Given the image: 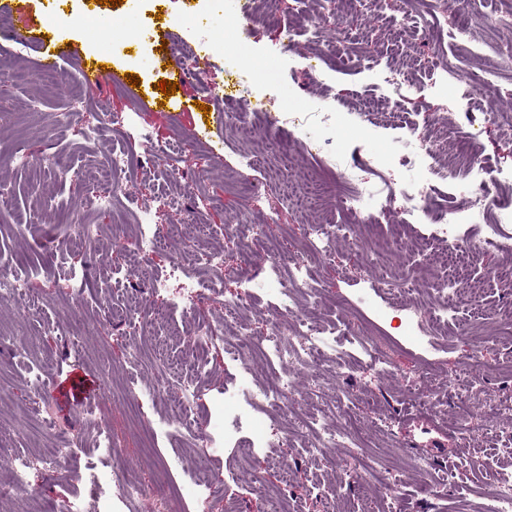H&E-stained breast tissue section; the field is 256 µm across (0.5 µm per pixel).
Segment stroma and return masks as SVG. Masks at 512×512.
I'll list each match as a JSON object with an SVG mask.
<instances>
[{"label": "stroma", "instance_id": "1", "mask_svg": "<svg viewBox=\"0 0 512 512\" xmlns=\"http://www.w3.org/2000/svg\"><path fill=\"white\" fill-rule=\"evenodd\" d=\"M74 16L58 34L76 49L54 74L42 75L35 46L0 39V182L9 202L0 206V281L10 265L27 262L39 275L31 287L39 308L0 296V474L14 458L28 462L27 479L0 512H68L82 493L78 475L115 472L134 476L140 499L122 512H483L495 487L497 470L512 463L499 448L512 437V340L503 331L512 317V285L498 282L496 256L483 254L462 267V277L485 285L479 304L480 334L451 332L422 336L404 332L412 308H426L436 276L420 277L441 242L434 225L408 216V194L421 181L432 157L422 144H437L448 166L465 168L479 156L486 177L502 183L512 172V95L489 94L461 107L459 97L483 74L490 59L512 54V0H482V20L468 42L450 35L434 40L424 24L428 0H411L410 19L400 24L385 5L365 6L352 22L348 0H272L239 58L220 40L226 27L225 0H206L195 22H181L179 0L155 9L152 0H122L95 6L93 0H62ZM325 21L315 39H300L285 53L284 26L305 25L316 13ZM146 38L127 41L126 31ZM215 45L207 83L187 80L174 95L157 93L170 77L162 43L198 53L201 31ZM102 58L117 80L97 89L81 81L80 59ZM275 66L273 81L262 83L259 65ZM411 71L406 91L388 83L390 69ZM155 89L153 103L130 100L128 77ZM261 95L265 112L251 109ZM195 98L204 110L185 112L180 101ZM339 120L327 124L325 111ZM287 112L288 122L269 126L266 114ZM70 113L67 126L56 123ZM403 112L407 126L379 121L378 113ZM494 120H487V113ZM119 125L116 141L130 158L116 176L112 207L92 203L99 189L97 157L103 146L89 143L86 127ZM27 155L29 165L11 162ZM256 153L255 164L244 154ZM358 162L372 177L371 160L386 157L384 175L394 187L389 200H368L362 213L345 215L338 206L346 188L325 167L327 156ZM154 221L179 227L162 242L145 274L132 276L130 256L120 247L132 239L144 211ZM278 214L279 221L266 217ZM99 227L104 246L88 245L74 223ZM311 224H345L327 252L312 250L304 233ZM66 240L63 253L46 254L43 243ZM291 244L308 256L309 283L317 299L306 308L312 328L338 327L336 355L317 368L282 364L274 350L244 353L238 338L255 346L276 321L274 290L288 278L269 258ZM222 247L224 295L212 291L214 275L192 258ZM181 263L197 286V317L214 335L203 369L192 370L189 320L174 302L172 282L156 294L151 276H164ZM249 291L246 308L225 311L224 300ZM135 301L145 318L131 332L118 312ZM483 364L476 387L460 380L472 355ZM382 370H373L371 360ZM40 367L44 387L34 392L27 365ZM287 377L293 407H249L244 381L270 372ZM85 378L99 385V397L84 402L61 398L62 383ZM197 383L198 418L193 428L161 434L157 427L176 415L180 384ZM497 407L493 422L476 420L468 439L455 423L462 403ZM248 414L240 435L247 445H225L228 416ZM416 415L443 431L455 453L448 459L452 483L442 472L415 467L405 420ZM327 427H352L347 443L313 451V418ZM112 435L121 466L101 461L97 442ZM49 448L74 454L56 470L44 462ZM479 457L484 467L471 468ZM376 476L362 477L363 464ZM205 488H198L199 476Z\"/></svg>", "mask_w": 512, "mask_h": 512}]
</instances>
